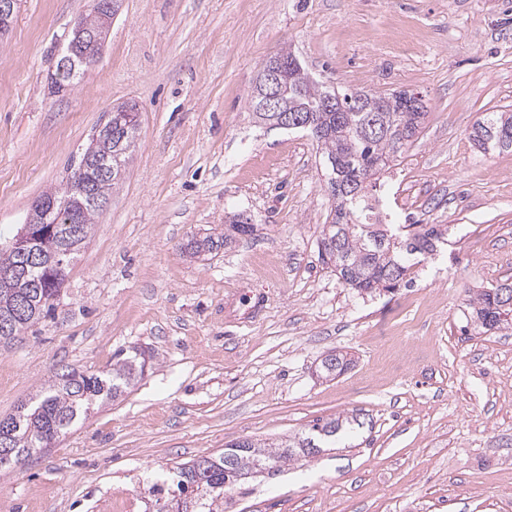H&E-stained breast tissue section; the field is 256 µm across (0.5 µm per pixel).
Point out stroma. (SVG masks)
Here are the masks:
<instances>
[{
  "label": "stroma",
  "instance_id": "obj_1",
  "mask_svg": "<svg viewBox=\"0 0 512 512\" xmlns=\"http://www.w3.org/2000/svg\"><path fill=\"white\" fill-rule=\"evenodd\" d=\"M89 0H21L0 35V238L61 188L112 107L136 147L72 260L54 319L0 343V417L64 366L144 352L138 382L46 453L0 472V512H155L178 463L276 442L362 411L361 435L236 486L224 512H512V334H465L475 289L512 277V151L481 152L512 111V0H122L80 83L51 76ZM290 49L327 87L424 97L428 114L370 184L394 224L448 242L376 295L320 257L330 211L315 140L257 122L249 100ZM241 213L255 235L188 243ZM353 363L335 380L331 351ZM470 137L487 152L512 150V113L487 112L473 125Z\"/></svg>",
  "mask_w": 512,
  "mask_h": 512
}]
</instances>
